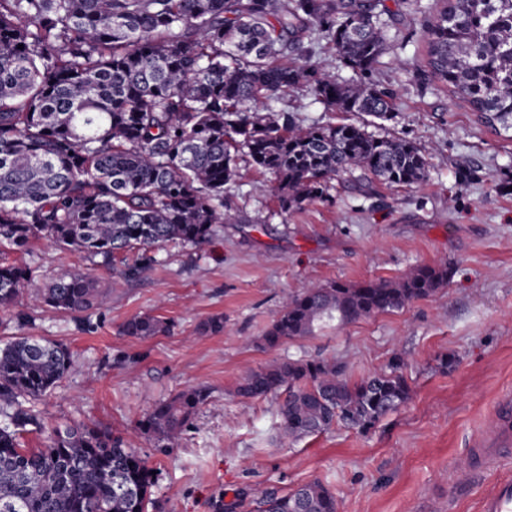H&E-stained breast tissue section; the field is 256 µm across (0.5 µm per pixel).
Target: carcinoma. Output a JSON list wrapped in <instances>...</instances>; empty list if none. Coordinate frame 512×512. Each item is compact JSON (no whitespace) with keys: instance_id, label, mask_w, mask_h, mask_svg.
<instances>
[{"instance_id":"cac0c4a2","label":"carcinoma","mask_w":512,"mask_h":512,"mask_svg":"<svg viewBox=\"0 0 512 512\" xmlns=\"http://www.w3.org/2000/svg\"><path fill=\"white\" fill-rule=\"evenodd\" d=\"M393 24L383 0H0V246L27 253L44 238L106 266L132 253L119 275L144 271L166 243L204 245L231 219L224 187L240 152L273 177L284 211L329 199L330 181L358 170L367 189L374 179L423 184L426 155L406 139L349 123L304 129L288 111L253 109L304 86L327 112L391 119L395 92L370 75ZM423 26L426 76L512 130V0H444ZM323 40L351 79L288 59L311 57ZM447 284L444 260L393 280L312 285L287 299L260 341L275 348ZM29 288L27 268L1 258L0 309L22 306ZM104 299L82 270L40 294L77 318ZM168 330L150 314L122 325L135 339ZM403 366L395 354L353 380L334 361L283 358L247 372L236 395L279 398L292 440L338 423L366 432L409 400ZM71 367L60 343L18 336L0 348V512H147L152 473L134 449L94 424L54 425L33 409ZM208 397L185 388L155 403L136 431L174 448ZM30 426L46 447H23ZM303 507L337 512L336 497L313 481L259 499V512Z\"/></svg>"}]
</instances>
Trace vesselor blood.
I'll return each mask as SVG.
<instances>
[{
    "mask_svg": "<svg viewBox=\"0 0 512 512\" xmlns=\"http://www.w3.org/2000/svg\"><path fill=\"white\" fill-rule=\"evenodd\" d=\"M512 452V393L502 394L484 429L478 434L468 465L451 471L449 484L468 482L475 473H489ZM479 512H512V481H496L479 503Z\"/></svg>",
    "mask_w": 512,
    "mask_h": 512,
    "instance_id": "vessel-or-blood-1",
    "label": "vessel or blood"
}]
</instances>
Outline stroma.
<instances>
[{"label":"stroma","mask_w":512,"mask_h":512,"mask_svg":"<svg viewBox=\"0 0 512 512\" xmlns=\"http://www.w3.org/2000/svg\"><path fill=\"white\" fill-rule=\"evenodd\" d=\"M396 39L374 81L396 92L384 132L424 148L429 177L420 186L368 192L334 180L327 201L281 211L270 175L239 160L226 192L234 220L210 243H170L152 268L113 279L85 255L46 240L26 263L38 285L74 268L100 280L105 306L86 321L25 298L27 321L0 310V345L33 336L66 345L70 374L34 408L51 423L96 420L154 472L148 512H256L263 490L286 493L321 481L338 512H478L489 479L449 488L465 465L497 399L512 391V136L497 134L460 97L417 78L426 58L418 6L439 0H384ZM305 126L358 123L353 112H327L304 92L282 100ZM447 261L446 288L402 309L285 342L257 340L284 299L314 283L391 280L419 265ZM137 314L161 317L166 333L134 340L121 334ZM220 315L224 331L199 334ZM406 356L410 399L375 428L342 425L288 443L274 398L243 399L235 388L249 370L287 357L324 358L359 379ZM190 386L211 396L179 447L136 434L152 405Z\"/></svg>","instance_id":"1"}]
</instances>
